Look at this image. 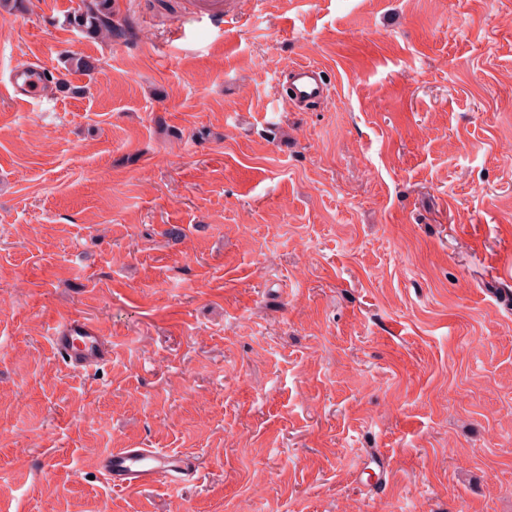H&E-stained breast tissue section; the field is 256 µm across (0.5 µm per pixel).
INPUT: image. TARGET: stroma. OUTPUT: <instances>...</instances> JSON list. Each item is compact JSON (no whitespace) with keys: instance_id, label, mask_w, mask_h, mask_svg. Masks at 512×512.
<instances>
[{"instance_id":"1","label":"stroma","mask_w":512,"mask_h":512,"mask_svg":"<svg viewBox=\"0 0 512 512\" xmlns=\"http://www.w3.org/2000/svg\"><path fill=\"white\" fill-rule=\"evenodd\" d=\"M80 3L0 15V83L98 62L0 90V512H512V0H114L113 42ZM117 448L201 476L115 491ZM81 4L70 23L85 37L112 42L131 36L129 29L114 23L112 0H82ZM322 69L305 62L288 68V100L313 103L330 96L331 83L322 77ZM46 73L40 67L13 68L8 93L16 101L27 102L43 97ZM49 339L53 349L73 371L98 369L112 361V344L102 328L81 316L59 323Z\"/></svg>"}]
</instances>
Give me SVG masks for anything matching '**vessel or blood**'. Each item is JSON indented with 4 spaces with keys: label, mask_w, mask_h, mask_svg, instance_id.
Returning <instances> with one entry per match:
<instances>
[{
    "label": "vessel or blood",
    "mask_w": 512,
    "mask_h": 512,
    "mask_svg": "<svg viewBox=\"0 0 512 512\" xmlns=\"http://www.w3.org/2000/svg\"><path fill=\"white\" fill-rule=\"evenodd\" d=\"M10 96L27 102L43 97L45 72L39 67L13 69L9 77ZM331 85L319 65L305 62L288 70V98L313 103L329 97ZM58 355L66 358L74 371L103 367L112 360V344L102 328L80 316L59 323L51 338ZM96 471L115 490L136 489L158 481L180 485L191 482L194 463L182 454L161 448H121L99 456Z\"/></svg>",
    "instance_id": "b4317fda"
}]
</instances>
